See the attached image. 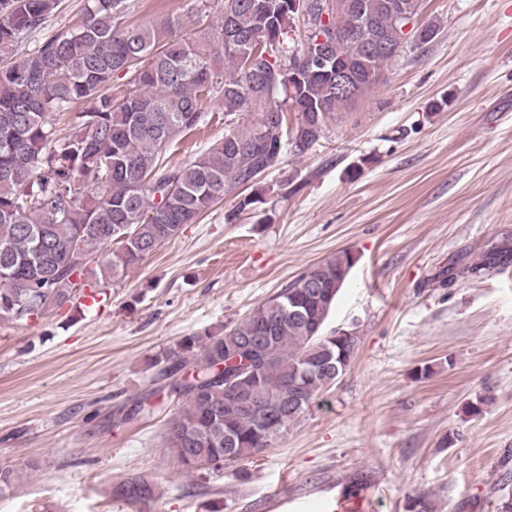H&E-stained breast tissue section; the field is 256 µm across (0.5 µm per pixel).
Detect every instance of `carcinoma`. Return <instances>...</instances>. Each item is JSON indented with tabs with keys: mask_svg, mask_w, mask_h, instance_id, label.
Wrapping results in <instances>:
<instances>
[{
	"mask_svg": "<svg viewBox=\"0 0 512 512\" xmlns=\"http://www.w3.org/2000/svg\"><path fill=\"white\" fill-rule=\"evenodd\" d=\"M231 16L207 24L201 38L184 33L200 20L194 7L154 21L127 20L128 0H91L75 26L12 60L15 45L42 27L58 0H0V320L20 321L75 304L86 288L110 285L146 256L196 223L224 196L236 210L264 203L238 188L277 168L323 137L331 113L371 91L388 62L368 56L380 38L398 45L401 13L419 15L423 0H355L330 19L331 62L354 74L351 95H338L315 68L288 89V58L309 35L293 27L290 0H224ZM127 79L122 96L113 78ZM224 120L240 118L224 138L184 165L163 160V148L203 122L207 104ZM83 105L75 130L54 126L60 112ZM298 122L288 127V113ZM119 249L108 251L112 243ZM75 250L106 251L95 281L70 262ZM356 263L353 251L304 268L241 321L222 332L180 338L156 355L170 382L135 402L130 420L151 399L182 401L168 425L165 448L186 473L249 459L281 436L315 399L346 373L358 348L352 328L324 334L326 320ZM512 264L498 245L476 260L448 267V281ZM0 466V498L20 482ZM112 495L128 504L160 497L141 475Z\"/></svg>",
	"mask_w": 512,
	"mask_h": 512,
	"instance_id": "carcinoma-1",
	"label": "carcinoma"
}]
</instances>
